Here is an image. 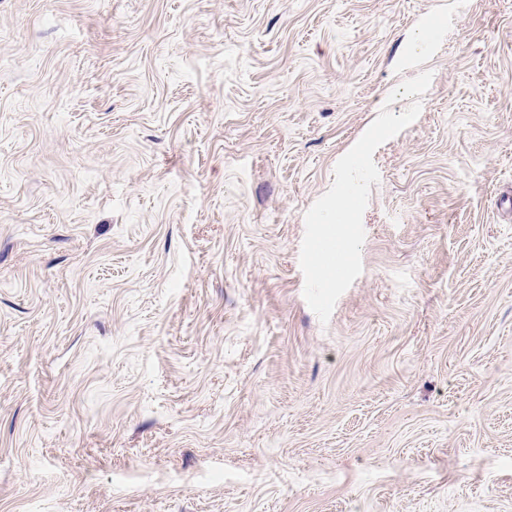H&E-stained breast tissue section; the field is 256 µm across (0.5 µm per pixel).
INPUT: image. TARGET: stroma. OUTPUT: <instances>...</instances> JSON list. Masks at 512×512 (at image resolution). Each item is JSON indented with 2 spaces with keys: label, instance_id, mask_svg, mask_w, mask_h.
<instances>
[{
  "label": "stroma",
  "instance_id": "stroma-1",
  "mask_svg": "<svg viewBox=\"0 0 512 512\" xmlns=\"http://www.w3.org/2000/svg\"><path fill=\"white\" fill-rule=\"evenodd\" d=\"M509 197L512 0H0V512H512Z\"/></svg>",
  "mask_w": 512,
  "mask_h": 512
}]
</instances>
